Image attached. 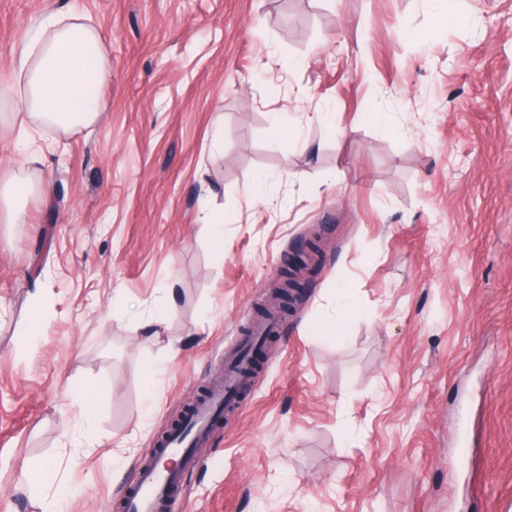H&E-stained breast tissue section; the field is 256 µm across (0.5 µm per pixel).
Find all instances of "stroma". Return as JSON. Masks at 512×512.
<instances>
[{
	"instance_id": "obj_1",
	"label": "stroma",
	"mask_w": 512,
	"mask_h": 512,
	"mask_svg": "<svg viewBox=\"0 0 512 512\" xmlns=\"http://www.w3.org/2000/svg\"><path fill=\"white\" fill-rule=\"evenodd\" d=\"M73 10L112 83L0 223V512H122L300 257L183 512H512V0H0V83Z\"/></svg>"
}]
</instances>
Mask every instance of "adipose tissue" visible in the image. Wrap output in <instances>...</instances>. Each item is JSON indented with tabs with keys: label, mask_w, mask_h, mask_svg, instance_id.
I'll return each mask as SVG.
<instances>
[{
	"label": "adipose tissue",
	"mask_w": 512,
	"mask_h": 512,
	"mask_svg": "<svg viewBox=\"0 0 512 512\" xmlns=\"http://www.w3.org/2000/svg\"><path fill=\"white\" fill-rule=\"evenodd\" d=\"M16 81L0 85V111L21 114L18 149L29 162L46 126L88 127L103 112L112 81L104 36L81 13L46 14L16 54Z\"/></svg>",
	"instance_id": "1"
}]
</instances>
